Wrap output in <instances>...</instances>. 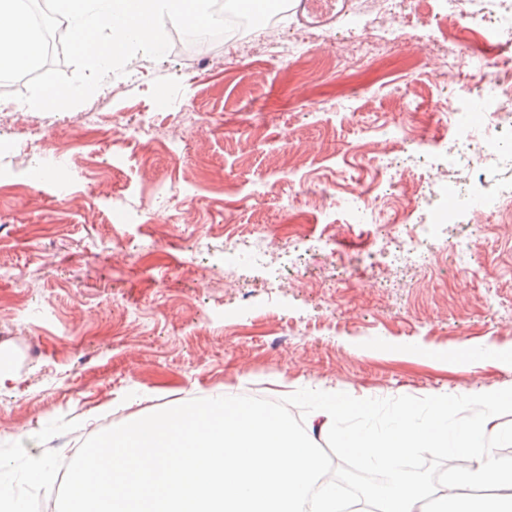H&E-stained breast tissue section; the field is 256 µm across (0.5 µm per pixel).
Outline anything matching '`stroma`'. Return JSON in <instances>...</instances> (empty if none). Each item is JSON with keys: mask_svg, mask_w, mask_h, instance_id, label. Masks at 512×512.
Listing matches in <instances>:
<instances>
[{"mask_svg": "<svg viewBox=\"0 0 512 512\" xmlns=\"http://www.w3.org/2000/svg\"><path fill=\"white\" fill-rule=\"evenodd\" d=\"M394 10L389 30L369 0L323 28L285 16L271 42L256 27L136 55L68 110L0 109V444L66 457L223 388L276 400L308 382L374 398L512 387L499 360L512 350V223H447L440 167L454 135L441 111L459 88L446 63L512 49L498 46L496 0ZM146 116L151 136H134ZM401 129L427 140L390 156L408 169L403 192L442 185L406 216L425 220L439 254L425 272L391 266L350 212L353 194L385 189L355 146ZM256 231L266 264L238 263L235 244ZM322 237L330 247L313 250ZM381 267L385 290L372 282ZM406 340L493 351L473 366L402 356Z\"/></svg>", "mask_w": 512, "mask_h": 512, "instance_id": "obj_1", "label": "stroma"}]
</instances>
